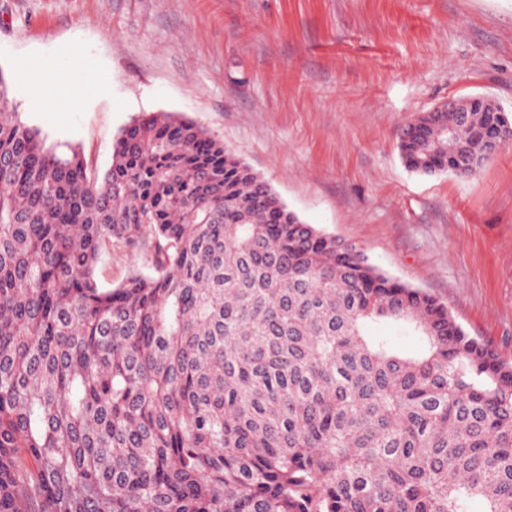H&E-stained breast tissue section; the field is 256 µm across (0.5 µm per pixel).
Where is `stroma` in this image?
Segmentation results:
<instances>
[{"mask_svg": "<svg viewBox=\"0 0 512 512\" xmlns=\"http://www.w3.org/2000/svg\"><path fill=\"white\" fill-rule=\"evenodd\" d=\"M0 75L94 175L135 118L181 115L512 361V144L473 178L412 172L399 148L454 99L512 113V0H0Z\"/></svg>", "mask_w": 512, "mask_h": 512, "instance_id": "1", "label": "stroma"}]
</instances>
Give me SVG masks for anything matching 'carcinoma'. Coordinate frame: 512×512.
<instances>
[{
  "mask_svg": "<svg viewBox=\"0 0 512 512\" xmlns=\"http://www.w3.org/2000/svg\"><path fill=\"white\" fill-rule=\"evenodd\" d=\"M407 125L476 175L505 112ZM149 271L102 286L112 249ZM404 326L419 354L374 333ZM512 512V363L170 112L88 175L0 75V512Z\"/></svg>",
  "mask_w": 512,
  "mask_h": 512,
  "instance_id": "cac0c4a2",
  "label": "carcinoma"
}]
</instances>
